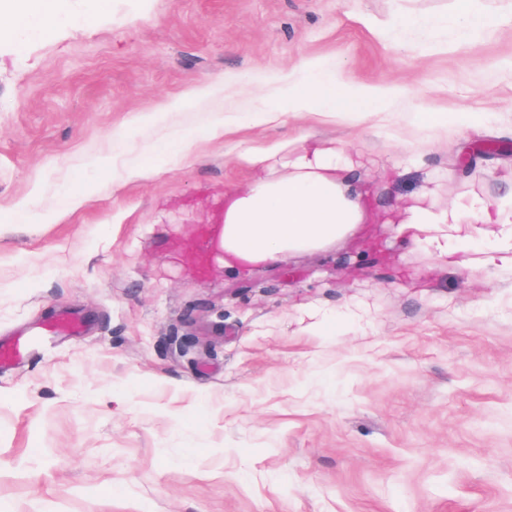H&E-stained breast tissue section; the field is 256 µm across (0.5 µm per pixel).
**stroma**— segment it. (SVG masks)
I'll return each instance as SVG.
<instances>
[{"label": "stroma", "mask_w": 512, "mask_h": 512, "mask_svg": "<svg viewBox=\"0 0 512 512\" xmlns=\"http://www.w3.org/2000/svg\"><path fill=\"white\" fill-rule=\"evenodd\" d=\"M454 10L68 0L49 32L0 33V344L84 325L0 366V512H512V266L448 264L382 221L425 187L512 193V13L463 49ZM307 61L406 109L252 125ZM417 109L489 120L431 131ZM302 136L359 151L378 222L225 268L203 227L256 176L242 150Z\"/></svg>", "instance_id": "35a3bbf8"}]
</instances>
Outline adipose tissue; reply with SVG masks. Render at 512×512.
<instances>
[{
  "mask_svg": "<svg viewBox=\"0 0 512 512\" xmlns=\"http://www.w3.org/2000/svg\"><path fill=\"white\" fill-rule=\"evenodd\" d=\"M65 6L66 0H0V20L16 30L35 18L50 20ZM456 20L463 45L500 30V12L486 0H456ZM397 96L392 87L345 81L335 72L308 67L282 90L274 107L306 116L343 112L367 121L388 113ZM362 182L346 146L299 139L279 176L260 175L225 190L220 231L225 267L242 272L274 265L288 253L320 248L371 223ZM395 223L398 234L442 259L452 252H478L490 225L496 244L512 248V201L472 193L439 206L418 192L397 208Z\"/></svg>",
  "mask_w": 512,
  "mask_h": 512,
  "instance_id": "1",
  "label": "adipose tissue"
}]
</instances>
